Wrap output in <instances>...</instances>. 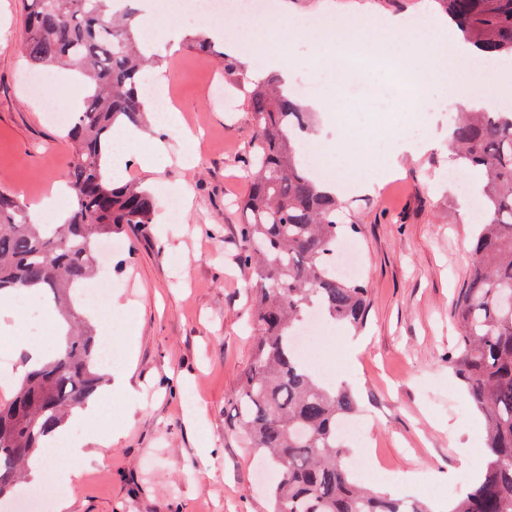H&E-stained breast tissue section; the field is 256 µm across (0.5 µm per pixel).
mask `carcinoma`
Returning a JSON list of instances; mask_svg holds the SVG:
<instances>
[{
	"instance_id": "cac0c4a2",
	"label": "carcinoma",
	"mask_w": 512,
	"mask_h": 512,
	"mask_svg": "<svg viewBox=\"0 0 512 512\" xmlns=\"http://www.w3.org/2000/svg\"><path fill=\"white\" fill-rule=\"evenodd\" d=\"M132 0H24L20 48L35 68L67 67L89 89L67 139L75 156L67 186L73 208L61 224L32 223L28 207L0 188V290L39 285L54 307L73 305L97 263V240L153 223L154 194L141 183L109 177L107 146L118 122L134 126L151 104L142 91L148 60L138 50L123 4ZM464 40L512 57V0H439ZM224 74L242 93L258 136L247 159L251 190L240 226L238 262L252 270L255 336L236 397L251 447L268 456L278 477L266 487L272 512H425L358 480L340 425L357 408L353 393L328 384L296 355L292 336L311 308L330 321L364 327L368 289L329 261L347 234L346 206L303 162L307 113L276 78L251 81L238 58L219 51ZM451 142L461 169L482 176L484 207L470 248L468 288L458 300L462 329L449 359L486 429V465L448 512H512V111L462 112ZM97 336L65 334V347L32 369L0 404V495L25 476L45 437L103 386Z\"/></svg>"
}]
</instances>
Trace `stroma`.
<instances>
[{
	"mask_svg": "<svg viewBox=\"0 0 512 512\" xmlns=\"http://www.w3.org/2000/svg\"><path fill=\"white\" fill-rule=\"evenodd\" d=\"M296 21L329 24L361 20L371 40L386 14L436 16L438 0H288ZM26 28L23 0H0V186L31 212L43 190L65 183L73 151L63 127L50 123L41 100L23 81L31 66L18 46ZM318 32L293 47L294 85L316 84L331 109L314 113L310 161L345 170L343 199L356 218L345 237L360 259L358 277L369 290L366 326L357 332L328 325L342 386L357 400L363 440L352 453L379 452L390 468L376 486L406 502L448 512L485 457V426L469 403L449 359L458 346L454 307L470 274L468 244L476 228L470 196L449 182L456 160L448 130L456 114L443 109V84L424 86V117L410 118L407 95L391 65L358 69L355 81L317 69ZM152 67L173 108L195 126L198 142L185 158L177 133L165 138L159 171L131 165L120 182L158 191L176 188L178 223L168 220V194L159 193L148 235H114L112 291L105 306L78 302L80 316L112 346L110 372L130 371L118 395L100 391L109 408L91 426L106 444L49 467L58 478L54 498L66 512H270L260 490L262 467L234 412L239 375L253 343L251 270L239 266L241 203L249 192L245 164L257 130L241 97L214 56L188 45L171 51L156 40ZM426 148L399 155L390 168L347 146L360 132L387 148L391 129ZM215 453L197 454L199 436ZM77 479L60 480L62 469Z\"/></svg>",
	"mask_w": 512,
	"mask_h": 512,
	"instance_id": "obj_1",
	"label": "stroma"
}]
</instances>
